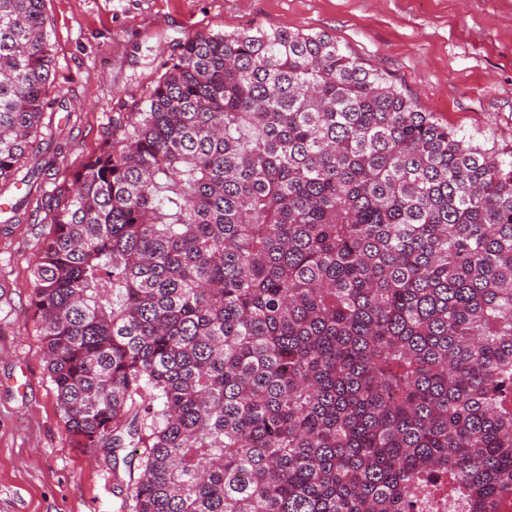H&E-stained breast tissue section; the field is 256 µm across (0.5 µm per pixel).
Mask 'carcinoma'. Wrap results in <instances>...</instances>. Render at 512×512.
<instances>
[{"instance_id":"1","label":"carcinoma","mask_w":512,"mask_h":512,"mask_svg":"<svg viewBox=\"0 0 512 512\" xmlns=\"http://www.w3.org/2000/svg\"><path fill=\"white\" fill-rule=\"evenodd\" d=\"M44 3L0 0V223L50 217L47 369L132 512H512V160L328 36L207 33L35 205Z\"/></svg>"}]
</instances>
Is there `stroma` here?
I'll return each instance as SVG.
<instances>
[{
    "instance_id": "35a3bbf8",
    "label": "stroma",
    "mask_w": 512,
    "mask_h": 512,
    "mask_svg": "<svg viewBox=\"0 0 512 512\" xmlns=\"http://www.w3.org/2000/svg\"><path fill=\"white\" fill-rule=\"evenodd\" d=\"M50 96L63 151L81 168L138 111L179 44L210 32L324 34L385 75L421 111L501 158L512 157V0H46ZM45 224L0 227V512H129L127 473L65 428L32 317L31 265Z\"/></svg>"
}]
</instances>
